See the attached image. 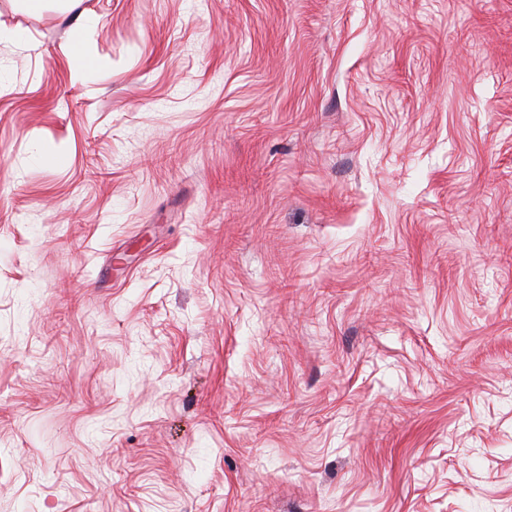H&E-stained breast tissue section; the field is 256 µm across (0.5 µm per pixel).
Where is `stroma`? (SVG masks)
<instances>
[{
    "label": "stroma",
    "instance_id": "stroma-1",
    "mask_svg": "<svg viewBox=\"0 0 512 512\" xmlns=\"http://www.w3.org/2000/svg\"><path fill=\"white\" fill-rule=\"evenodd\" d=\"M0 512H512V0H0Z\"/></svg>",
    "mask_w": 512,
    "mask_h": 512
}]
</instances>
